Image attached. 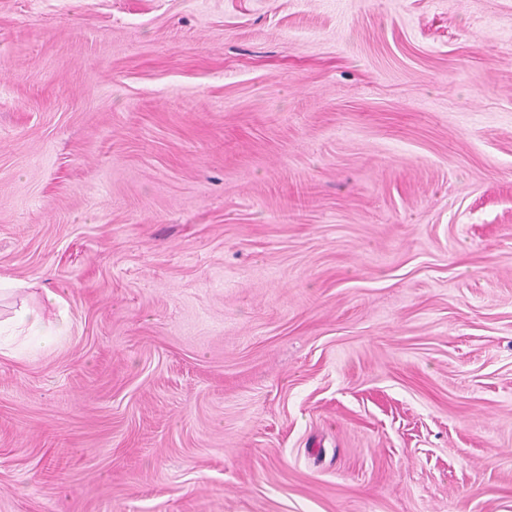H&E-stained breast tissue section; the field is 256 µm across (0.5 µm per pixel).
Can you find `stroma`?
<instances>
[{
  "instance_id": "35a3bbf8",
  "label": "stroma",
  "mask_w": 512,
  "mask_h": 512,
  "mask_svg": "<svg viewBox=\"0 0 512 512\" xmlns=\"http://www.w3.org/2000/svg\"><path fill=\"white\" fill-rule=\"evenodd\" d=\"M0 275V512H512V0H0Z\"/></svg>"
}]
</instances>
